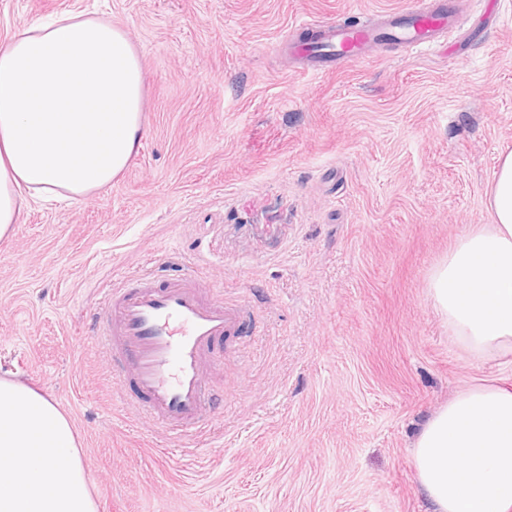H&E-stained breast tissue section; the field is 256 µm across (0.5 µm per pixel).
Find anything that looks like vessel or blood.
<instances>
[{
    "label": "vessel or blood",
    "instance_id": "obj_1",
    "mask_svg": "<svg viewBox=\"0 0 512 512\" xmlns=\"http://www.w3.org/2000/svg\"><path fill=\"white\" fill-rule=\"evenodd\" d=\"M457 23L449 0H437L431 11L391 12L379 25L334 21L317 26L289 52L319 75L339 58L366 61L380 42L436 46ZM248 318L243 305L204 298L194 278L149 273L113 289L101 321L106 350L131 367L129 393L139 408L169 436L186 439L200 428L205 412L223 408L224 392L208 388L204 368L223 356L226 337L241 333Z\"/></svg>",
    "mask_w": 512,
    "mask_h": 512
}]
</instances>
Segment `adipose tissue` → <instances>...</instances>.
<instances>
[{
  "label": "adipose tissue",
  "instance_id": "adipose-tissue-1",
  "mask_svg": "<svg viewBox=\"0 0 512 512\" xmlns=\"http://www.w3.org/2000/svg\"><path fill=\"white\" fill-rule=\"evenodd\" d=\"M143 74L123 28L92 13L20 25L0 44V239L33 205L88 199L141 146ZM490 221L432 269L428 297L472 357H512V151L488 191ZM52 453L32 455L39 439ZM432 512H512V385L479 381L412 444ZM0 512H97L71 421L43 392L0 378Z\"/></svg>",
  "mask_w": 512,
  "mask_h": 512
}]
</instances>
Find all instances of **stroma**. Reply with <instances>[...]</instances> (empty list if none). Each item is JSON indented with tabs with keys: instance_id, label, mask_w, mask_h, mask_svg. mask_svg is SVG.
<instances>
[{
	"instance_id": "stroma-1",
	"label": "stroma",
	"mask_w": 512,
	"mask_h": 512,
	"mask_svg": "<svg viewBox=\"0 0 512 512\" xmlns=\"http://www.w3.org/2000/svg\"><path fill=\"white\" fill-rule=\"evenodd\" d=\"M421 2L0 0V41L94 11L144 70L124 173L0 240V376L70 418L98 512H428L419 426L477 379L512 382L427 295L432 267L489 223L512 150V0H455L460 45L377 49L324 77L276 49L301 19ZM160 268L257 327L208 369L222 413L180 441L121 399L96 340L106 290Z\"/></svg>"
}]
</instances>
